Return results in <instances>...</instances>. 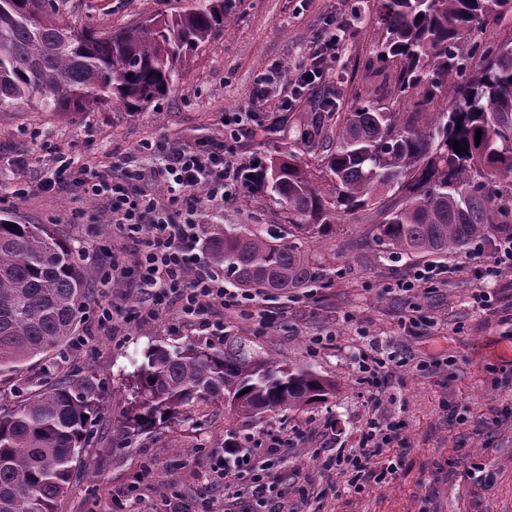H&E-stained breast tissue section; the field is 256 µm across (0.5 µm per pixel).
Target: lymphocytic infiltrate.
I'll use <instances>...</instances> for the list:
<instances>
[{"instance_id": "lymphocytic-infiltrate-1", "label": "lymphocytic infiltrate", "mask_w": 512, "mask_h": 512, "mask_svg": "<svg viewBox=\"0 0 512 512\" xmlns=\"http://www.w3.org/2000/svg\"><path fill=\"white\" fill-rule=\"evenodd\" d=\"M342 41L339 28L328 25L308 48L305 63L292 76L275 71L259 79L254 90L264 98L271 88L282 95L281 107L290 110L300 91L326 80L330 62L335 61ZM159 164L148 165L129 155L113 163L111 169L86 168L80 183L84 201L107 203L108 221L126 233L136 244L135 257L126 260L113 257L101 265L99 281L110 284L124 277L128 266L138 272L135 300L136 316L154 320L160 317L168 302L178 307L180 324L209 336L223 335L224 313L243 308L252 295L238 293L224 285V270L205 260L201 246L203 224L197 207L187 204L188 192L204 188L206 207L210 212H223L225 205L237 200L249 179L245 162L227 158L223 145L199 141L192 145L166 139L155 145ZM27 162L23 157L0 156V174L11 175L13 192L25 197L31 193L52 195L71 182V159L60 160L49 176L37 186H29L22 172ZM162 184L167 196L160 199L148 191L149 185ZM403 440L393 425L370 422L357 449L338 452L336 468L348 486L357 488L373 477L368 463L382 449L402 445ZM260 454L257 449L230 450L216 456L209 473L212 483L222 488L225 499L238 495L242 475L256 470Z\"/></svg>"}]
</instances>
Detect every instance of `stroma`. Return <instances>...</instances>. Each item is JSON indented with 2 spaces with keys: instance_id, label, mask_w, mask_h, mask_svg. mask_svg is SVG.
<instances>
[{
  "instance_id": "obj_1",
  "label": "stroma",
  "mask_w": 512,
  "mask_h": 512,
  "mask_svg": "<svg viewBox=\"0 0 512 512\" xmlns=\"http://www.w3.org/2000/svg\"><path fill=\"white\" fill-rule=\"evenodd\" d=\"M75 26L100 30L138 23L169 12L175 0H57ZM369 0H231L233 22L199 49L167 96L148 109L128 113L102 109L61 117L21 103L0 112V153L32 158L31 181L45 172L44 161L62 152L83 163L109 164L141 155L147 143L169 138L186 144L202 139L226 143L235 159L267 161L295 150L311 159L315 144L295 140V123L311 112L345 111L356 96L380 88L368 68L378 29ZM345 29L334 76L305 90L291 111L277 98L255 100L256 77L272 65L296 69L308 45L327 21ZM253 110L265 129L225 140L228 112ZM72 195L14 197L0 185V218L21 224H52L85 255L89 273L112 256L131 250L118 234L101 235L104 202L85 204L83 219L72 215ZM221 224H256L287 235L288 218L268 194L243 192L225 209ZM328 271L324 283L261 295L271 326L253 332L251 321L226 311L224 337L206 336L179 325L175 311L155 321L128 317L135 278L96 289L77 333L81 351H54L0 375V392H23L62 374L92 371L104 388L102 409L91 441L74 466V477L58 512H112L114 498L139 485L141 512H164L173 497L202 504L220 499L221 488L205 476L225 439L240 447L280 441L284 449L266 456L267 471L279 474L291 501L305 500L308 512H512V389L498 385L512 370V269L487 282L489 309L472 294L477 286L469 255L410 258L388 250L373 237L366 213L344 217L339 233L302 244ZM444 272V279L419 284L416 300L396 284L416 268ZM112 303V326L97 325L92 311ZM417 325L405 329L409 317ZM189 343L222 347L238 344L284 363L311 368L334 380L325 402L300 410L269 412L258 421L235 418L223 401L185 422H173L131 439L117 432L129 400L125 385L135 363L154 345ZM388 365L368 380L358 370L366 351ZM406 357L399 365L397 357ZM395 423L405 439L398 449L394 479L354 490L338 487L332 460L337 449L358 444L371 414Z\"/></svg>"
}]
</instances>
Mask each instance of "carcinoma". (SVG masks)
I'll return each mask as SVG.
<instances>
[{
  "label": "carcinoma",
  "mask_w": 512,
  "mask_h": 512,
  "mask_svg": "<svg viewBox=\"0 0 512 512\" xmlns=\"http://www.w3.org/2000/svg\"><path fill=\"white\" fill-rule=\"evenodd\" d=\"M49 0H0V110L36 102L67 117L139 112L166 96L190 57L229 22L228 0L181 6L109 31L78 28ZM372 63L387 96H358L336 117L311 167L288 151L260 162L249 191L275 196L285 242L255 225L207 228L210 261L241 288L287 290L321 277L298 242L374 215L376 239L407 255L454 256L512 237V34L478 40L512 0H372ZM481 139H476V131ZM468 146L459 153L454 144ZM97 287L51 224L0 219V375L69 343ZM118 429L139 435L216 399L259 418L324 400L336 383L233 344L148 348L130 375ZM93 373L0 397V512H57L103 403Z\"/></svg>",
  "instance_id": "obj_1"
}]
</instances>
